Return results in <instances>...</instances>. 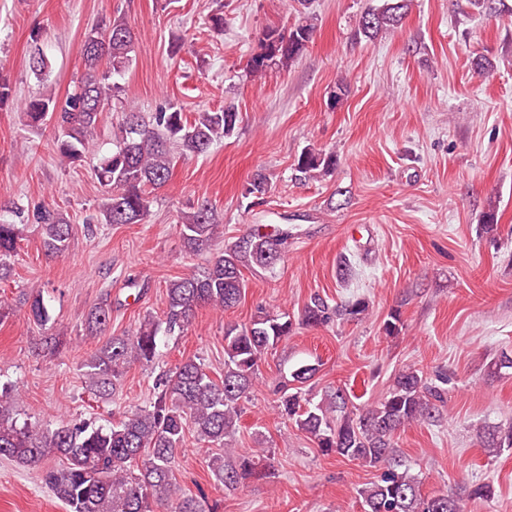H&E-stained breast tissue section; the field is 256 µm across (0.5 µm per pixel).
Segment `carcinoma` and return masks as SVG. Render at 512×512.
<instances>
[{
    "label": "carcinoma",
    "mask_w": 512,
    "mask_h": 512,
    "mask_svg": "<svg viewBox=\"0 0 512 512\" xmlns=\"http://www.w3.org/2000/svg\"><path fill=\"white\" fill-rule=\"evenodd\" d=\"M411 0H384L362 14L356 34L368 40L401 27ZM314 26L308 20L288 28H269L260 51L246 63L247 73L265 78L288 68L306 49ZM135 32L122 14L90 30L83 44L85 73L61 100L52 94L34 95L24 102L26 125L40 128L52 121L57 128L56 150L69 164H80L94 155V135L101 113L119 96L122 75L132 60ZM240 112L232 106L197 113L189 119L182 108L170 104L143 116L128 103L113 129L115 149L98 158L94 166L99 184L108 192L104 219L108 224H138L147 216L150 190L167 185L175 155H202L218 141L234 134ZM336 166V154L308 148L297 157L294 172L300 179H318ZM273 192L265 173L254 174L246 195L260 204ZM32 223L40 227L44 252L64 255L69 247L71 225L52 204L43 201L31 211ZM217 228V212L207 198L197 201L177 225L184 247L190 253L210 250ZM22 225L0 219V281L11 274L7 264L22 236ZM288 228L269 232L250 231L211 254L207 267L171 281L166 288L168 304L163 318L148 320L128 336H114L86 363L90 390L107 396L116 391L123 370L132 362L148 364L158 355V336L184 332L197 309L234 307L245 288L243 271L269 270L283 260ZM368 310L356 299L331 306L315 297L299 319L285 312H262L244 326L224 327V375L215 379L204 365L183 360L171 375L159 380L155 399L103 429L85 421L57 426H19L14 420V400L0 390V456L21 465H32L50 455L62 464L44 472V481L68 512H154L153 504L166 512H205L206 497L183 495L173 478V466L185 446L187 433L207 447L224 449L210 463L217 482L227 488L260 477V455L229 447L241 417L240 401L250 393L259 365L279 342L292 335L295 326L325 325L333 318L359 320ZM30 314L41 326L50 320L43 299L33 297ZM112 318V302L104 300L87 317L93 332L106 330ZM317 368L301 365L291 377L297 386L282 385L278 400L281 416L312 436L325 455L357 460L382 472L368 487L357 490L364 512H465L467 502L489 496L486 484H464L446 493L423 495L418 479L399 458L394 438L412 423L435 422L447 403L448 377L435 378L408 368L399 372L388 394L358 413L348 410V397L338 389L318 402L303 386ZM480 443L495 453L512 448V425L480 431Z\"/></svg>",
    "instance_id": "cac0c4a2"
}]
</instances>
